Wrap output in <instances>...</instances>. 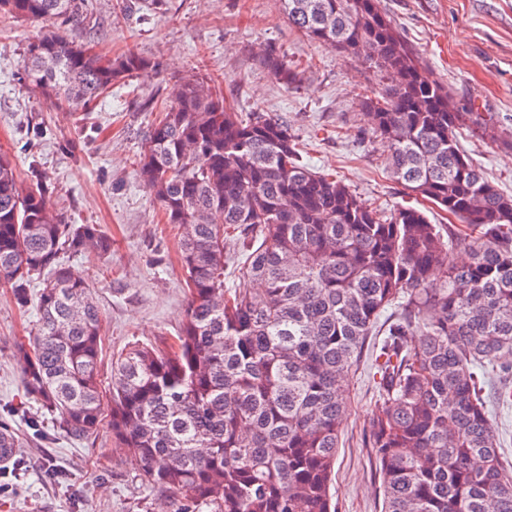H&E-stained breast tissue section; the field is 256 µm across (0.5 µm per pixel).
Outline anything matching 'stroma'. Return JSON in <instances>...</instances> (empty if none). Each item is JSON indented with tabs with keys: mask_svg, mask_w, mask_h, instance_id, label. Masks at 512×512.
<instances>
[{
	"mask_svg": "<svg viewBox=\"0 0 512 512\" xmlns=\"http://www.w3.org/2000/svg\"><path fill=\"white\" fill-rule=\"evenodd\" d=\"M382 11L465 110L487 126L463 145L473 162L512 196V0H380ZM44 26L0 19V152L29 183L40 170L69 224H97L112 238V254L66 261L91 287L103 314L100 379L111 383L114 353L134 343L160 346L179 331L186 310L176 239L136 158L173 84L207 76L236 111L288 121L303 162L336 175L361 197L392 209L408 204L401 184L384 169L386 147L366 130L363 95L382 84L361 62L310 41L293 28L280 0H89L85 25L68 29L97 52H135L151 67L113 85L85 112L58 108L21 80L24 50ZM280 52L296 72L285 85L261 60ZM33 309H20L0 288V418H10L22 447L21 464L0 484V512H174L162 490L142 482L137 461L114 448L112 435L67 436L36 403L18 411L22 386L13 353L36 328ZM371 350L347 377L348 415L331 493L337 512H381L379 479L365 431L377 391ZM39 421L34 433L31 421Z\"/></svg>",
	"mask_w": 512,
	"mask_h": 512,
	"instance_id": "stroma-1",
	"label": "stroma"
}]
</instances>
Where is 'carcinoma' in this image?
<instances>
[{"label": "carcinoma", "instance_id": "1", "mask_svg": "<svg viewBox=\"0 0 512 512\" xmlns=\"http://www.w3.org/2000/svg\"><path fill=\"white\" fill-rule=\"evenodd\" d=\"M281 2L293 28L385 81L361 105L389 144L387 169L460 223L433 224L412 205L372 206L302 163L287 124L244 117L207 80H183L148 129L138 171L176 229L185 319L174 344L134 343L112 358L106 417L102 312L63 257L107 256L112 238L97 224L62 222L48 185L22 186L0 153V286L39 316L14 352L19 408L38 403L74 439L108 429L175 512H335L346 373L397 303L375 350L367 427L382 512H512V467L483 398L490 382L497 403L512 406V196L460 143L484 119L430 77L377 0ZM2 14L50 27L27 45L23 68L58 106L88 107L150 67L134 52L105 58L61 34L87 20L86 0H0ZM262 62L276 80H295L276 52ZM230 229L257 293L224 287ZM17 447L0 420V469Z\"/></svg>", "mask_w": 512, "mask_h": 512}]
</instances>
